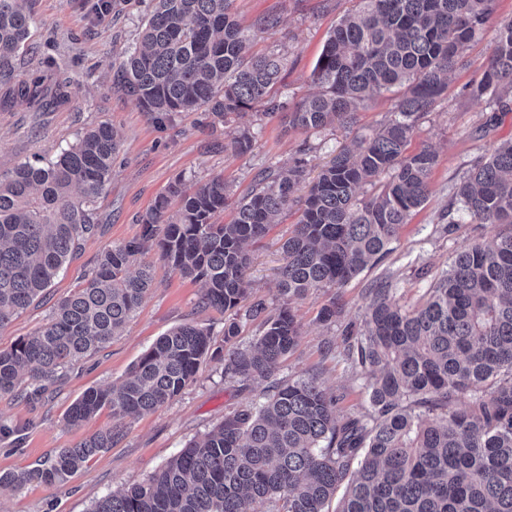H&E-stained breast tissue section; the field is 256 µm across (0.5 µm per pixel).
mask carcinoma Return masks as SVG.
<instances>
[{
	"mask_svg": "<svg viewBox=\"0 0 512 512\" xmlns=\"http://www.w3.org/2000/svg\"><path fill=\"white\" fill-rule=\"evenodd\" d=\"M152 2L139 46L116 66L141 111L161 119L201 110L224 124L265 100L286 57L249 55L251 37L234 19V0ZM493 2L356 0L312 71L319 93L292 108L268 103L287 111L292 128H349L368 101L403 90L393 118L321 168L283 244L282 295L348 284L390 251L427 202L436 154L403 153ZM24 4L0 0L1 80L13 77V59L29 49L33 18ZM467 94L486 99L492 112H512V21L499 28L488 66ZM251 145L243 129L224 149L243 154ZM117 148L112 127L99 123L54 156L0 176V327L39 299L98 232L95 206ZM307 164L299 158L287 169L260 171L227 224L215 220L229 200L223 177L195 187L182 177L170 183L137 219L139 237L104 250L45 326L0 351V397L15 394L25 378L33 394L44 392L59 370L122 332L152 284L150 267L131 272L150 241L181 274L203 283L202 305L238 308L250 290L246 246L296 202ZM367 184L374 192L362 197ZM453 195L471 220L509 229L459 252L418 307L398 304L388 281L369 290L363 329L346 357L364 379L371 413L341 422L338 398L315 379L280 381L273 394L224 415L148 479L102 497L89 512H329L343 484L336 512H512V139L474 163ZM263 326L251 349L224 356L206 329L187 323L170 330L120 385L88 388L65 415L76 427L108 408L112 428L57 450L42 468L1 473L0 487L21 492L34 481L66 482L119 440L126 420L172 401L209 359L224 357L232 378H272L301 323L286 303ZM461 396L464 407H452Z\"/></svg>",
	"mask_w": 512,
	"mask_h": 512,
	"instance_id": "carcinoma-1",
	"label": "carcinoma"
}]
</instances>
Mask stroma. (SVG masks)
<instances>
[{
  "mask_svg": "<svg viewBox=\"0 0 512 512\" xmlns=\"http://www.w3.org/2000/svg\"><path fill=\"white\" fill-rule=\"evenodd\" d=\"M147 5L148 0H28L34 18L33 49L14 59L13 78L0 81V174L34 155H53L58 146L101 121L117 131L119 146L112 178L97 204L100 232L83 242L80 256L63 267L46 298L0 327V349L47 323L55 302L82 284L105 248L137 237L141 230L137 216L176 177L196 185L223 176L234 201L248 192L259 170L286 167L302 156L309 160L308 176L313 179L354 136L371 133L393 115L396 97L388 93L360 108L348 130L304 131L289 127L283 114L263 116L252 110L216 127L202 112L154 120L124 94L111 67L133 45ZM350 5V0H235L234 12L252 38L253 53L274 51L288 58L275 87L277 98L295 104L316 93L311 78L314 65ZM268 14L279 16L277 28H260L259 19ZM509 20L512 0H495L483 30L463 48L464 65L450 75L447 94L417 122L406 154L430 149L438 162L425 206L402 225L391 252L338 290H312L292 303L302 324L301 335L278 376L285 380L317 375L329 394L339 396L340 418H355L369 409L361 381L343 350L349 334L363 326L371 284L392 276L396 301L415 306L456 253L502 230L498 224L471 221L454 204L453 188L477 158L512 138V112L491 115L485 100L462 95L466 85L481 78L497 30ZM39 75L66 84L68 101L36 104L21 96L19 82ZM243 127L252 133L251 150L243 155L226 151L225 142ZM299 215L298 206L289 207L278 224L249 247L250 298L263 300L271 309L282 302L277 269L283 262L282 244ZM139 260L152 265L154 284L123 334L65 369L41 400L0 399V473L38 468L56 449L74 447L111 427L107 409L76 428L67 426L65 413L86 389L121 381L174 327L191 323L210 329L216 345H223L225 314L202 306L200 283L173 271L157 248H149ZM334 296L342 306L340 317L332 324L319 322L320 309ZM264 388L260 381L226 377L221 361H206L175 399L131 421L116 444L95 455L64 484L35 482L20 492L0 488V512H89L101 497L145 481L190 439L223 421L225 413L259 398Z\"/></svg>",
  "mask_w": 512,
  "mask_h": 512,
  "instance_id": "35a3bbf8",
  "label": "stroma"
}]
</instances>
